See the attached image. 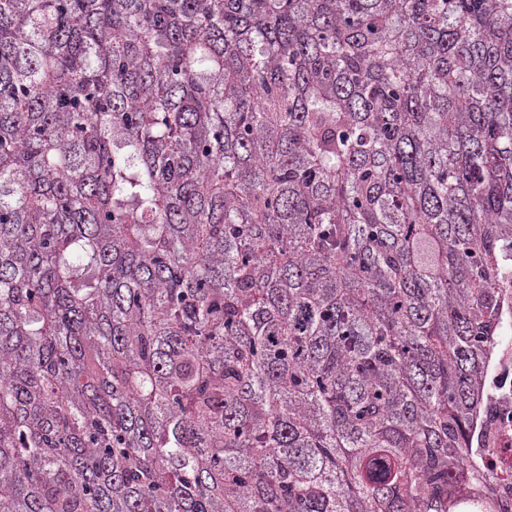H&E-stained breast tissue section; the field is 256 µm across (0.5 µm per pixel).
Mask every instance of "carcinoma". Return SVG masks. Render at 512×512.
I'll list each match as a JSON object with an SVG mask.
<instances>
[{
  "label": "carcinoma",
  "mask_w": 512,
  "mask_h": 512,
  "mask_svg": "<svg viewBox=\"0 0 512 512\" xmlns=\"http://www.w3.org/2000/svg\"><path fill=\"white\" fill-rule=\"evenodd\" d=\"M512 0H0V512H481Z\"/></svg>",
  "instance_id": "1"
}]
</instances>
